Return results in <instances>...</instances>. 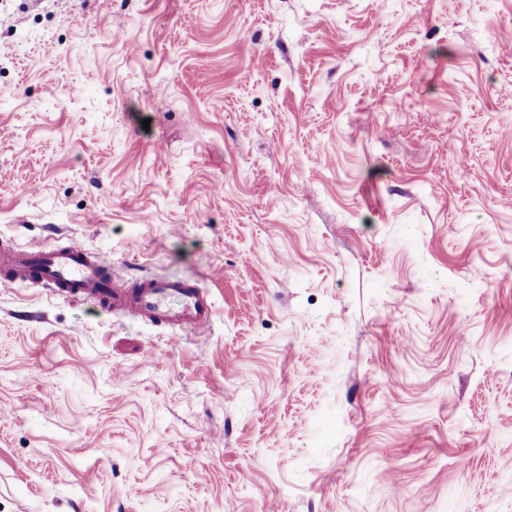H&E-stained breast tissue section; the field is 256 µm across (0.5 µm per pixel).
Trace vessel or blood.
Instances as JSON below:
<instances>
[{
	"label": "vessel or blood",
	"instance_id": "vessel-or-blood-1",
	"mask_svg": "<svg viewBox=\"0 0 512 512\" xmlns=\"http://www.w3.org/2000/svg\"><path fill=\"white\" fill-rule=\"evenodd\" d=\"M18 283L84 299L147 324L203 333L214 318L212 297L196 283L171 278L126 280L113 275L109 266L74 239L50 249L1 248L0 287Z\"/></svg>",
	"mask_w": 512,
	"mask_h": 512
}]
</instances>
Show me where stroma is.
<instances>
[{
    "instance_id": "35a3bbf8",
    "label": "stroma",
    "mask_w": 512,
    "mask_h": 512,
    "mask_svg": "<svg viewBox=\"0 0 512 512\" xmlns=\"http://www.w3.org/2000/svg\"><path fill=\"white\" fill-rule=\"evenodd\" d=\"M69 238L214 321L0 288V512H512V0H0Z\"/></svg>"
}]
</instances>
